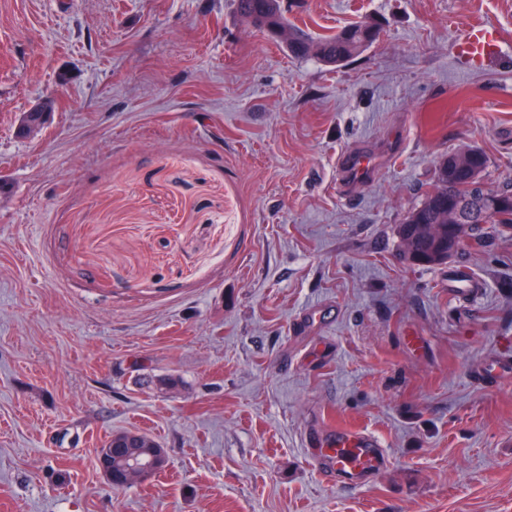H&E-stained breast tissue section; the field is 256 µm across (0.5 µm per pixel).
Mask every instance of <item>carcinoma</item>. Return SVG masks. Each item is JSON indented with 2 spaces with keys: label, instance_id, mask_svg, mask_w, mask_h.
Segmentation results:
<instances>
[{
  "label": "carcinoma",
  "instance_id": "carcinoma-1",
  "mask_svg": "<svg viewBox=\"0 0 512 512\" xmlns=\"http://www.w3.org/2000/svg\"><path fill=\"white\" fill-rule=\"evenodd\" d=\"M238 15L246 22L263 29L282 22L293 33L285 44L288 52L297 58H314L326 66L339 68L361 55L374 44L369 30L376 26L370 19H363L341 28L327 37H314L290 23L283 0H235ZM488 156L477 147H466L443 156L435 165L433 185L410 210L404 224L399 227L400 252L411 265L434 268L448 263V235L429 236L422 225L449 223V211L442 208L447 198L470 200L471 207L479 208L483 197L500 200L502 206L489 219H475L477 226L459 222L455 238L458 245L465 239L487 235L481 224L493 228L512 225V181L496 189L482 183V173L488 167Z\"/></svg>",
  "mask_w": 512,
  "mask_h": 512
}]
</instances>
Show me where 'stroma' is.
<instances>
[{"label":"stroma","mask_w":512,"mask_h":512,"mask_svg":"<svg viewBox=\"0 0 512 512\" xmlns=\"http://www.w3.org/2000/svg\"><path fill=\"white\" fill-rule=\"evenodd\" d=\"M289 18L380 37L331 68L233 0H0V512H512V374L477 378L512 361V233L436 268L398 236L448 152L512 179V0ZM475 23L506 35L480 70ZM336 426L387 468L325 480L306 435ZM133 430L168 465L110 485L95 450ZM374 168L366 155L350 153L341 158L340 174L343 179L359 181L365 178Z\"/></svg>","instance_id":"1"}]
</instances>
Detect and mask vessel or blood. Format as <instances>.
<instances>
[{
    "label": "vessel or blood",
    "mask_w": 512,
    "mask_h": 512,
    "mask_svg": "<svg viewBox=\"0 0 512 512\" xmlns=\"http://www.w3.org/2000/svg\"><path fill=\"white\" fill-rule=\"evenodd\" d=\"M501 40L502 35L496 27L477 26L460 36V52L470 68L478 69L498 52ZM373 168L366 155L350 153L341 159L340 174L342 178L355 182L365 178ZM317 454L328 462L336 475L353 484L364 482L388 462L373 436L362 430L343 427L333 430L325 447L318 449Z\"/></svg>",
    "instance_id": "1"
}]
</instances>
